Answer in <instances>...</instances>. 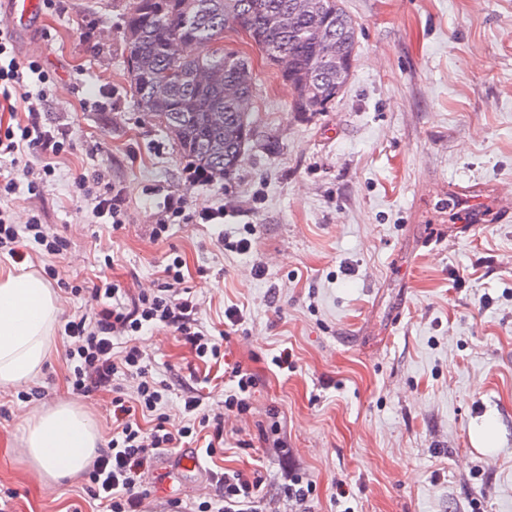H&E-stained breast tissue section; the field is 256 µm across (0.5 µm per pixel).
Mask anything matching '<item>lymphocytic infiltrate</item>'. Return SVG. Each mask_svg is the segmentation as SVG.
I'll return each mask as SVG.
<instances>
[{
    "label": "lymphocytic infiltrate",
    "instance_id": "obj_1",
    "mask_svg": "<svg viewBox=\"0 0 512 512\" xmlns=\"http://www.w3.org/2000/svg\"><path fill=\"white\" fill-rule=\"evenodd\" d=\"M41 75L36 60L19 63L13 53L9 34L0 32V100L10 103L12 111L25 118L17 127L0 134V157L17 156L27 151L40 157L41 177L28 180V194H36L42 179L56 172L54 162L66 153L70 141L66 132L47 130L43 123L42 99L17 96L16 91L26 74ZM30 234L42 252L62 255L68 249L63 237L31 217L25 227L8 223L0 217V255L11 253L21 234ZM88 292L96 304L92 313L75 316L64 325L70 341L67 353L72 364L70 380L75 395L94 391L113 392V412L117 425L112 430L108 450L98 454L88 472L89 492L104 512H139L146 494L144 477L151 470L155 456L173 448L183 439L211 433L207 454L217 453L224 442L223 414L212 415L202 408L203 399L191 384H183V412L187 424L169 429V419L160 408L168 387L157 382L149 371L138 336L145 330L165 329L181 336L197 358L222 359L221 346L199 325L196 318L198 300L192 288L185 286L180 258H172L163 269L156 287L142 288L128 294L120 284L98 279ZM124 338L122 352H115L114 341ZM136 379L133 395L115 394L118 374ZM155 417L152 431H144L140 419ZM216 497L197 504L193 512H260L261 476L240 471L215 475Z\"/></svg>",
    "mask_w": 512,
    "mask_h": 512
}]
</instances>
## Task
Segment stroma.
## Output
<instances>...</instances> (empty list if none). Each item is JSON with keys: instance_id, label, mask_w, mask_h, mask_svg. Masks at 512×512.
<instances>
[{"instance_id": "obj_1", "label": "stroma", "mask_w": 512, "mask_h": 512, "mask_svg": "<svg viewBox=\"0 0 512 512\" xmlns=\"http://www.w3.org/2000/svg\"><path fill=\"white\" fill-rule=\"evenodd\" d=\"M129 0H66L43 11L29 56L50 74L45 122L72 147L38 196L0 209L32 213L67 239L60 256L22 239L1 271L60 282L56 349L28 383L0 388V497L12 512H99L86 474L47 485L21 453L28 420L61 402L112 438V396L74 395L63 325L85 310L64 283L96 277L148 287L173 256L212 336L226 308L242 320L222 364L198 361L167 330L139 343L164 405L183 418L177 378L196 376L209 413L224 409V367L253 374L250 409L224 420V449L200 470L170 449L153 464L141 512L190 508L213 473L260 474L263 512H290L294 476L315 490L310 512H512V217L463 225L456 185L512 207V0H344L358 29L355 61L329 111L293 112L294 90L237 31L225 48L256 75L253 137L241 165L192 181L166 130L141 112L125 67ZM99 171L126 197L120 229L96 223L93 194L74 181ZM175 195L220 224L152 229ZM249 237L248 253L225 240Z\"/></svg>"}]
</instances>
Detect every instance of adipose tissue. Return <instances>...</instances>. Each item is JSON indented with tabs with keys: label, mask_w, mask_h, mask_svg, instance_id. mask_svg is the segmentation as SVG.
Segmentation results:
<instances>
[{
	"label": "adipose tissue",
	"mask_w": 512,
	"mask_h": 512,
	"mask_svg": "<svg viewBox=\"0 0 512 512\" xmlns=\"http://www.w3.org/2000/svg\"><path fill=\"white\" fill-rule=\"evenodd\" d=\"M58 313L56 294L38 272H0V387L38 375L55 342ZM22 445L30 463L56 481L89 466L99 434L79 406L60 403L32 418Z\"/></svg>",
	"instance_id": "adipose-tissue-1"
}]
</instances>
